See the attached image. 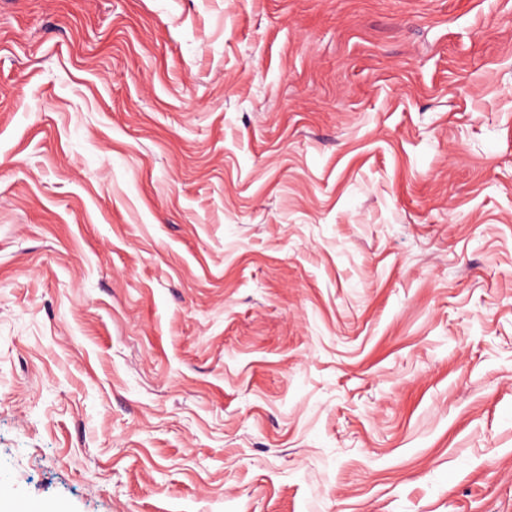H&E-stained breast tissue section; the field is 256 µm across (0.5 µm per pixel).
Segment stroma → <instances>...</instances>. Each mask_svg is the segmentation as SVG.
Returning a JSON list of instances; mask_svg holds the SVG:
<instances>
[{
  "label": "stroma",
  "mask_w": 512,
  "mask_h": 512,
  "mask_svg": "<svg viewBox=\"0 0 512 512\" xmlns=\"http://www.w3.org/2000/svg\"><path fill=\"white\" fill-rule=\"evenodd\" d=\"M512 512V0H0V512Z\"/></svg>",
  "instance_id": "35a3bbf8"
}]
</instances>
